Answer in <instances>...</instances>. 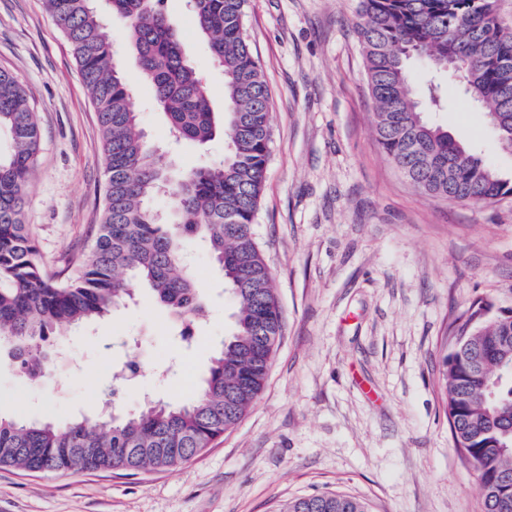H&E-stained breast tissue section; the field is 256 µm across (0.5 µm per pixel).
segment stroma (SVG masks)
I'll return each instance as SVG.
<instances>
[{
    "label": "stroma",
    "mask_w": 512,
    "mask_h": 512,
    "mask_svg": "<svg viewBox=\"0 0 512 512\" xmlns=\"http://www.w3.org/2000/svg\"><path fill=\"white\" fill-rule=\"evenodd\" d=\"M182 46L224 108V80L185 0H164ZM117 66L161 163L221 161L226 144L170 145L167 118L140 80L128 22L104 0ZM358 0H248L244 33L272 96L271 155L253 226L283 312L266 385L245 417L191 460L140 471L36 473L0 467V512H279L325 491L372 512H483L478 480L451 440L441 379L478 299L512 309V196L491 204L420 193L375 134L376 105L356 32ZM0 70L25 86L41 131L26 221L48 264L89 248L105 160L95 108L44 0H0ZM433 121L512 177V151L451 79ZM186 254L206 300L183 344L151 291L89 328L71 329L44 377L0 352V414L59 423L119 405L191 401L233 302L205 243ZM138 360L144 374L116 382Z\"/></svg>",
    "instance_id": "1"
}]
</instances>
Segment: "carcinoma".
Masks as SVG:
<instances>
[{"mask_svg":"<svg viewBox=\"0 0 512 512\" xmlns=\"http://www.w3.org/2000/svg\"><path fill=\"white\" fill-rule=\"evenodd\" d=\"M128 21L129 45L179 140L210 141L224 132L218 163L175 173L159 164L139 127L132 95L113 64L112 36L94 0H45L69 41L101 131L105 187L100 224L88 250L48 266L25 223L26 189L40 151L27 93L0 70V130L13 147L0 154V348L17 370L43 377L59 340L124 305L146 282L181 322L203 307L184 259L185 240L208 247L235 306L233 330L190 403L157 402L116 418L32 423L0 416V465L31 472L173 467L235 427L264 388L282 335L283 313L253 231L270 158L271 96L244 36L247 0H190V11L224 79V111L189 64L162 0H110ZM358 35L377 106V142L422 193L449 202L490 203L512 195V180L424 117L440 110L439 84L423 98L410 85L413 63L456 78L485 112L500 144L512 150V29L494 0H360ZM165 193L171 221L150 202ZM446 357V413L454 447L476 471L483 512H512V314L464 323ZM496 385L494 398L487 387ZM283 512H371L359 497L323 492L288 501Z\"/></svg>","mask_w":512,"mask_h":512,"instance_id":"obj_1","label":"carcinoma"}]
</instances>
